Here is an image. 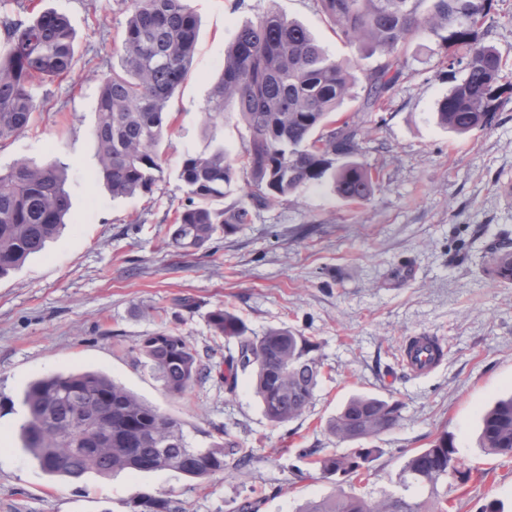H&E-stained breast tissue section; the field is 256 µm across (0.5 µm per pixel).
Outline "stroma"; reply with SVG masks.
Here are the masks:
<instances>
[{"instance_id": "35a3bbf8", "label": "stroma", "mask_w": 512, "mask_h": 512, "mask_svg": "<svg viewBox=\"0 0 512 512\" xmlns=\"http://www.w3.org/2000/svg\"><path fill=\"white\" fill-rule=\"evenodd\" d=\"M64 14L75 31L71 74L35 88L34 125L0 142V171L24 158L69 166L71 210L60 237L0 279V512H146L148 503L180 502L184 512H234L261 497L259 512H295L309 499L338 490L380 496L399 492L410 454L449 434L457 458L472 473L488 472L458 496L454 479L439 487L448 512H479L499 502L512 512V459L478 443L479 413L512 392V284L492 279L487 248L512 232V95L503 94L491 122L458 137L436 121L438 101L463 70L445 64L454 49L450 29L412 41L406 69L383 112L370 115L372 139L362 159L380 173L366 205L351 206L329 182L288 200L253 209L250 223L218 233L206 248L185 254L168 229L186 194L179 172L186 154L224 147L240 153L247 132L234 108L206 125L204 108L220 77L235 30L273 9L303 23L328 54L352 64L357 83L377 65L336 35L316 0H190L197 47L186 80L169 102L173 133L153 191L113 197L97 176L94 129L100 78L120 66L129 12L123 0H36ZM484 35L512 82V0H491ZM415 269L403 281V266ZM191 309H181L182 300ZM225 307L249 335L288 326L313 341L323 363L305 414L276 425L266 420L251 376L227 390L218 374L171 397L132 348L140 337L171 325L202 358L222 361L208 316ZM442 340L446 357L423 377L399 364L403 341ZM72 370L102 372L178 420L191 446L206 447L228 428L248 465L227 461L204 485L171 470L70 479L46 473L23 450L28 417L22 395L36 378ZM399 401L397 425L364 440L376 458L350 483L306 476L303 448L350 452L326 429L351 397Z\"/></svg>"}]
</instances>
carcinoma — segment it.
Returning a JSON list of instances; mask_svg holds the SVG:
<instances>
[{"label":"carcinoma","instance_id":"carcinoma-1","mask_svg":"<svg viewBox=\"0 0 512 512\" xmlns=\"http://www.w3.org/2000/svg\"><path fill=\"white\" fill-rule=\"evenodd\" d=\"M330 22L365 58L383 61L355 90L351 68L331 59L302 24L266 12L239 26L224 53L223 71L206 107V125L237 109L249 132L242 154L218 148L187 155L179 173L187 203L168 230L169 243L184 253L204 248L220 231L248 224L254 208L266 206L330 178L336 195L352 204L371 200L378 177L360 160L367 112L384 109L386 94L405 69L408 43L465 20L455 33L459 49L448 68L465 78L437 104V123L454 135L488 125L504 93L500 52L484 44L478 30L487 21L489 0H317ZM23 0H0V27L7 50L0 54V142L24 132L39 108L33 89L68 75L75 65V33L68 19L44 10L26 21ZM129 18L121 38V68L104 75L97 106L95 139L99 173L114 197L148 194L162 173L161 147L168 136L167 108L189 71L197 37V17L188 0H128ZM361 99L355 115L336 118L344 101ZM244 169L247 201L224 205ZM67 172L62 166L17 161L0 172V277L20 268L65 228L70 209ZM491 277L512 284V237L505 232L489 246ZM214 337L237 342L219 370L228 390L238 371H251L266 419L288 423L311 406L321 374L314 344L288 327L249 336L234 313L217 308L209 315ZM172 397H183L211 369L175 326L142 337L133 347ZM28 419L20 427L23 449L48 473L81 478L123 471L150 472L158 463L196 481L224 472L226 461L244 462L239 444L224 438L193 448L181 424L160 413L105 374L84 371L40 377L25 389ZM399 403L356 396L327 424L337 440L361 441L391 429ZM82 418L96 438L94 450L74 436ZM480 446L512 459V395L498 399L481 418ZM377 449L320 455L302 453L323 478L360 475ZM465 486L471 472L455 457L452 437L443 433L430 447L410 455L398 478L402 493L366 498L342 490L306 501L297 512H447L438 485L448 477ZM412 488L423 498L407 494Z\"/></svg>","mask_w":512,"mask_h":512}]
</instances>
